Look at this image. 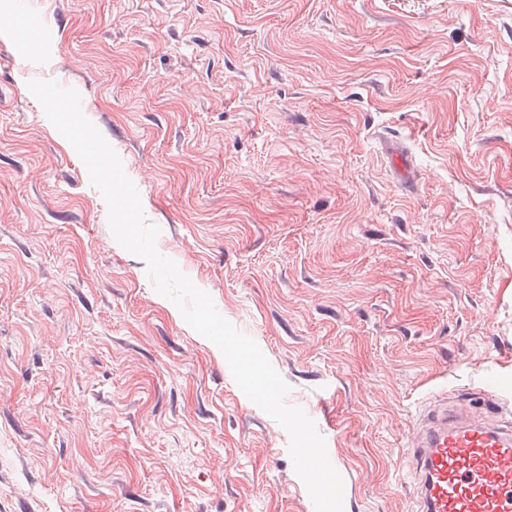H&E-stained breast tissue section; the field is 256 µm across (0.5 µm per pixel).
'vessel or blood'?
<instances>
[{"label": "vessel or blood", "instance_id": "vessel-or-blood-1", "mask_svg": "<svg viewBox=\"0 0 512 512\" xmlns=\"http://www.w3.org/2000/svg\"><path fill=\"white\" fill-rule=\"evenodd\" d=\"M482 401L477 420L447 403L433 405L405 448L418 512H512V426L501 423L494 396Z\"/></svg>", "mask_w": 512, "mask_h": 512}]
</instances>
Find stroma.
I'll return each instance as SVG.
<instances>
[{
    "label": "stroma",
    "instance_id": "stroma-1",
    "mask_svg": "<svg viewBox=\"0 0 512 512\" xmlns=\"http://www.w3.org/2000/svg\"><path fill=\"white\" fill-rule=\"evenodd\" d=\"M0 512H315L287 432L114 239L29 92L76 89L159 252L290 385L344 512H417L429 400L512 419V0H0ZM400 143L416 185L397 181Z\"/></svg>",
    "mask_w": 512,
    "mask_h": 512
}]
</instances>
